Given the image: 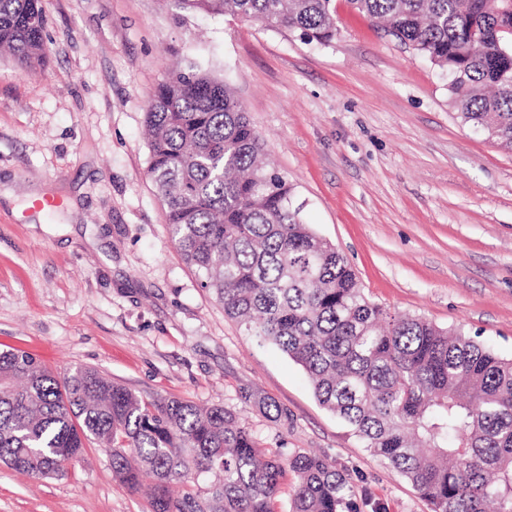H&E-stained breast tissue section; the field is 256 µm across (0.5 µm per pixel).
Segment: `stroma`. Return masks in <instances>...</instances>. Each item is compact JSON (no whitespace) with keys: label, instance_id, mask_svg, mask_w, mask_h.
<instances>
[{"label":"stroma","instance_id":"stroma-1","mask_svg":"<svg viewBox=\"0 0 512 512\" xmlns=\"http://www.w3.org/2000/svg\"><path fill=\"white\" fill-rule=\"evenodd\" d=\"M43 65L0 55V349L57 376L244 418L260 447L349 474L359 512H430L316 400L304 370L201 287L147 174L144 114L172 68L229 80L306 223L390 312L512 358V151L462 125L448 79L336 0L325 45L167 0H40ZM58 199L53 208L35 201ZM288 414L280 427L240 397ZM0 512H149L98 446L45 480L0 465Z\"/></svg>","mask_w":512,"mask_h":512}]
</instances>
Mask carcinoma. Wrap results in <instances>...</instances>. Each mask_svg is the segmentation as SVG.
Wrapping results in <instances>:
<instances>
[{
	"instance_id": "obj_1",
	"label": "carcinoma",
	"mask_w": 512,
	"mask_h": 512,
	"mask_svg": "<svg viewBox=\"0 0 512 512\" xmlns=\"http://www.w3.org/2000/svg\"><path fill=\"white\" fill-rule=\"evenodd\" d=\"M224 15L336 36L335 0H172ZM449 78L459 118L512 149V0H348ZM40 0H0V51L41 59ZM148 173L201 285L250 336L302 366L318 402L402 476L431 512H512V359L463 331L371 302L346 257L304 223L288 179L233 88L191 64L150 95ZM241 398L285 426L266 398ZM89 444L129 489L153 478L152 512H357L348 475L324 456L263 452L226 407L144 398L91 368L60 379L30 353L0 351V462L60 473ZM181 483L178 497L171 485Z\"/></svg>"
}]
</instances>
